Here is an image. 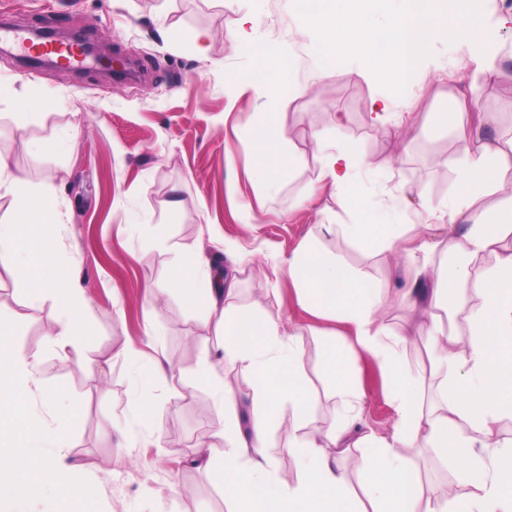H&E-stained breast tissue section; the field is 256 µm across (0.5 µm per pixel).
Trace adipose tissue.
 Here are the masks:
<instances>
[{
    "instance_id": "obj_1",
    "label": "adipose tissue",
    "mask_w": 512,
    "mask_h": 512,
    "mask_svg": "<svg viewBox=\"0 0 512 512\" xmlns=\"http://www.w3.org/2000/svg\"><path fill=\"white\" fill-rule=\"evenodd\" d=\"M320 2L318 12L305 16L304 27L321 45L323 60L344 54L371 57L382 44L392 48L390 91L370 102L376 123L391 121L395 93L422 67L434 41L447 30L434 10V0H387L390 17L381 27L373 20L377 0ZM262 55L264 65L245 78L246 86L274 102L305 93V85L284 67L291 53L283 44L263 43ZM451 99L454 110L448 115V127L465 157L461 180L476 184L478 190L458 196L439 215L445 231L440 245L422 246L429 254L443 248L451 265L438 272L426 264L416 268L401 293L410 308L420 307L428 314L422 329L442 376L435 407H423L401 354L403 337L378 321L388 293L342 260L304 242L285 268L298 301L315 317L347 324L349 333L334 336L326 346L324 370L339 398L337 421L293 446L296 475L278 471L265 453L268 428L285 405L292 407L296 418L307 419L312 401L301 372L300 349L283 332L278 294L268 292L249 306H237L235 276L211 266L203 245L178 257L174 275L200 303L202 321L215 338L213 345L202 348V362L221 356L253 378L255 404L247 414L241 412L229 384L212 381L224 423L213 444L198 456L205 469L219 470L235 512H446L440 501L424 498L403 454L420 441L463 462L461 479L473 492L462 512H512V449L501 450L496 440L500 421L512 418V248L504 244L512 236V137L480 138L479 127L495 123V115L481 112L476 120H468L467 92L457 90ZM244 131L254 143L255 164L266 173L262 193H278L293 158L284 124L276 113L265 112L249 120ZM313 139L322 168L308 186L306 198L331 189L338 198L348 199L355 217L351 224L319 225V234L339 231L360 248L394 250L405 233L407 215L423 216L424 207L413 205L396 187L386 190L385 202L376 205L349 195L355 171L371 168V161L347 147H329L324 133H314ZM52 194L50 184H32L24 171L0 156V197H11L14 205L11 221L0 224V265L26 283L28 303L54 300L59 317L49 342L63 354L87 336L88 306L78 278L56 257L59 218L48 203ZM485 256L493 257V264L473 274L474 263ZM452 282L467 285L483 302L469 317L470 333L463 342L457 336V312L448 303ZM360 353L384 373L397 414L396 426L385 436L356 437L351 432L365 398L356 366ZM181 382L163 358L136 366L131 404L141 416H149L145 390L158 383ZM353 448L360 449L364 464L358 498L348 494V473L338 462Z\"/></svg>"
}]
</instances>
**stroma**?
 Segmentation results:
<instances>
[{"label": "stroma", "mask_w": 512, "mask_h": 512, "mask_svg": "<svg viewBox=\"0 0 512 512\" xmlns=\"http://www.w3.org/2000/svg\"><path fill=\"white\" fill-rule=\"evenodd\" d=\"M448 36L437 41L420 72L403 86L393 109L406 123L402 134L375 124L370 99L388 90L385 64L352 59L319 75L322 49L303 29L302 11H318V0L299 7L297 0H0V20L19 29L43 24L54 13L56 31L93 39L104 52L137 59L145 71L138 85L108 80L92 65H63L21 72L17 53L0 51V83L18 96L35 97V114L21 113L13 102H0V154L27 171L39 184L51 181L52 203L59 212L57 253L78 273L88 303L89 334L66 355L48 342L55 332L53 301L29 305L24 285L0 266V302L16 313L14 348L40 360V385L27 398L35 420L47 428L57 420L43 391L63 387L77 404L72 447L64 461L94 487L101 512H228L230 504L218 473L196 461L223 412L207 382L198 378L200 348L208 331L197 310L172 275L174 248L196 244L204 225H214L209 256L223 257L226 243L238 247V306H248L267 290L282 300L284 331L298 337L303 370L316 395L306 423H297L283 407L272 428L266 454L283 472H293L288 452L292 427L302 434L327 426L336 415V398L324 372L326 334L344 332L343 324L304 311L286 275L273 269L287 261L314 225L350 223L343 204L331 193L294 206V198L321 170L313 133H326L377 166L358 173L363 196L379 195L381 182L411 191L423 189L428 207L442 209L459 191L462 155L442 115L450 111L448 74L474 85L471 113L493 112L496 125L486 138L512 134V0H471L482 27L468 28L457 19L450 0ZM250 12L256 39L287 44L294 56V77L306 84L303 96L277 104L252 91L228 93L227 82L246 78L260 57L253 44L235 40L242 12ZM193 31L208 33L206 55L187 40ZM498 52L500 69L472 83L466 68L477 47ZM293 129L296 164L279 194L264 196L258 184L262 169L252 165V150L238 127L269 109ZM77 132L76 148L67 154L44 153L32 160L27 145L46 143ZM142 222L128 228V211ZM318 247L340 257L382 288L404 287L405 262L352 246L342 234L320 237ZM163 289L155 319L160 335L147 344L144 335L148 288ZM379 321L406 336L404 357L424 397L435 402L440 377L430 347L418 332L419 320L399 302L386 303ZM138 360L161 356L185 378L170 389L148 388L153 407L137 418L129 402L132 363L118 358L122 348ZM366 392L358 426L388 434L396 412L378 365L358 355ZM138 421L136 438L123 431ZM424 491L439 492L457 471L438 449L425 443L405 449Z\"/></svg>", "instance_id": "35a3bbf8"}]
</instances>
